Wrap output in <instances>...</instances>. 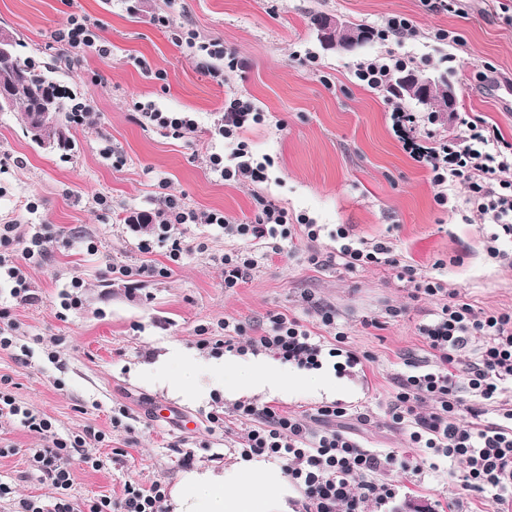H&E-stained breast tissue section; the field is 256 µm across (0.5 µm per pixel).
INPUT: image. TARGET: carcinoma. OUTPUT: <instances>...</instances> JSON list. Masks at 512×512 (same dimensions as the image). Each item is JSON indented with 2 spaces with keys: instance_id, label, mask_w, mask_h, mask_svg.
Returning a JSON list of instances; mask_svg holds the SVG:
<instances>
[{
  "instance_id": "carcinoma-1",
  "label": "carcinoma",
  "mask_w": 512,
  "mask_h": 512,
  "mask_svg": "<svg viewBox=\"0 0 512 512\" xmlns=\"http://www.w3.org/2000/svg\"><path fill=\"white\" fill-rule=\"evenodd\" d=\"M19 40L7 35L0 45V93L8 95L5 111H18V120L32 134L31 116L35 112H77L81 105L68 90L52 77V69L41 68L18 50ZM42 142H50V150L67 156L74 149L67 127L47 126L41 134Z\"/></svg>"
}]
</instances>
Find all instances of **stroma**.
Segmentation results:
<instances>
[{
	"mask_svg": "<svg viewBox=\"0 0 512 512\" xmlns=\"http://www.w3.org/2000/svg\"><path fill=\"white\" fill-rule=\"evenodd\" d=\"M72 11L100 21L109 55L90 51L81 65L63 63L52 34ZM318 13L368 27L391 15L410 19L418 35L404 50L426 58L427 72H447L456 93L454 120L430 124L431 136L455 134L470 118L512 141V107L502 106L492 91L498 79L512 80V0H454L448 12L429 10L424 0H75L71 7L64 0H0V30L53 67L58 81L92 110L89 123L70 125L74 149L65 159L25 137L15 113L0 112V225L44 224L69 240L42 265L28 268L34 302H17L8 284L0 285V304L10 307L33 351L24 362L0 350V388L50 419L60 435L104 434V441L86 447L103 468L71 463L70 493L77 499L120 498L129 481L147 487L162 480L171 487L188 466L230 463L240 453L242 425L234 401L209 371L213 354L201 348L197 330L233 319L258 331L269 312L279 311L328 336L306 313L312 299L334 305L349 349L370 357L340 377L343 392L336 401L352 414L337 428L373 449L406 446L405 432L388 427L383 415L404 360L428 359L417 325L437 298L411 300L405 284L384 266L349 273L310 265L300 233L286 254H266L262 243H254L263 256L259 267L247 283L225 290L221 259L241 242L218 227L175 225L174 233L191 246L175 263L164 248L139 251L148 229L126 219L152 216L159 189L197 213L220 211L235 222L252 217L256 196L266 197L328 232L343 224L364 240L391 241L404 263L476 307L512 310V267L487 257L478 213L439 206L429 171L408 156L392 129L394 108L416 112L419 104L367 89L353 76L356 63L386 53L389 43L376 40L354 54L324 49L310 22ZM162 16L222 41L246 62L245 71L228 73L217 84L203 72L200 57L169 41L158 22ZM440 29L450 32V42L435 40ZM309 52L313 63L302 65L300 55ZM233 92L267 114L265 123L242 132L255 158L272 161L268 182L257 186L222 181L206 165L216 144L213 119ZM135 101L194 113L198 130L173 140L142 128L131 119ZM108 147L124 155L121 169L103 157ZM99 194L108 197L110 209L95 203ZM30 199L38 201L37 213L27 212ZM200 242L206 251L197 250ZM112 264L167 265L172 272L158 280L116 281L106 272ZM75 276L83 282L81 304L62 321L56 312ZM392 306L407 307L406 316L389 317ZM171 343L182 358L168 372L194 366L193 394H177L158 379V362ZM51 349L58 350L60 364L48 362ZM119 407L129 416L117 422L113 411ZM215 410L226 411L225 426L209 422ZM42 445L39 436L0 419V482L12 487L15 498L55 496L30 472L28 451ZM187 452L192 460L186 465ZM398 481L403 491L391 512H437L438 503L463 495L474 512L491 508L490 493H464L446 469L419 482L404 475Z\"/></svg>",
	"mask_w": 512,
	"mask_h": 512,
	"instance_id": "obj_1",
	"label": "stroma"
}]
</instances>
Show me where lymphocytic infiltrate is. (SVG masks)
Here are the masks:
<instances>
[{
  "instance_id": "lymphocytic-infiltrate-1",
  "label": "lymphocytic infiltrate",
  "mask_w": 512,
  "mask_h": 512,
  "mask_svg": "<svg viewBox=\"0 0 512 512\" xmlns=\"http://www.w3.org/2000/svg\"><path fill=\"white\" fill-rule=\"evenodd\" d=\"M100 29L98 20L74 12L54 32L53 40L78 62L91 49L107 54ZM168 32L175 45L198 46L205 71L216 81L244 66L223 43L198 41L194 29L172 25ZM417 63L414 56L392 51L357 63L353 75L361 86L385 92L396 71ZM134 109L140 125L159 128L175 140L186 138L198 127L184 112H165L155 104L140 102ZM263 119L251 101L235 94L225 97L224 111L214 122V136L226 149L208 153L211 173L224 181H267L268 162L254 159L241 138L247 124ZM390 119L404 151L429 170L437 189L436 203L447 206L450 187L464 181L469 191L465 203L476 210L486 231L487 255L512 266V143L490 132L482 122L467 120L452 138L427 144L416 134L420 124L416 113L396 109ZM154 215L156 224L140 238L138 248L150 253L156 245L166 246L168 258L174 262L188 249L185 240L172 231L176 224L215 225L227 236L266 242L276 254L282 252L283 241L291 239L294 230H301L312 242L321 232L320 225L309 218L289 219L286 209L263 199L250 220L233 224L222 212L198 214L161 191L154 198ZM335 237L336 250H309L308 262L335 264L350 272L385 265L397 280L407 283L412 299L443 298L418 326L429 362L405 361L386 411L388 422L405 430L407 443L416 453L373 451L331 428V421L348 414L347 408L337 403L318 407L306 422L273 405L243 402L235 408L238 417L249 423L240 438L242 457L278 460L289 482L302 492L301 512L380 510L399 496L400 487L377 483V474L396 470L417 477L428 470L439 471L447 461L460 463L462 489L479 493L490 489L495 506L512 504V312L487 311L465 302L456 291L419 276L413 266L402 263L388 243L367 242L343 226L337 228ZM51 241V234L41 224L30 225L24 233L18 225H0V279L11 282L12 298L33 300L26 268L46 257ZM267 320L262 332L252 337L243 323L224 321L217 334L202 340L201 345L231 352L244 340L252 352L268 351L297 367L319 368L325 351L323 337L312 335L296 316L272 311ZM4 417L18 421L44 440V447L31 449L29 460L36 476L57 491L47 503L20 500V512H163L167 486L159 480L147 487L135 481L125 483L117 500L105 496L77 501L70 494L73 479L68 463L83 455L86 436H60L50 420L21 408L8 392L0 390V418Z\"/></svg>"
}]
</instances>
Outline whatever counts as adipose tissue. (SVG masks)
<instances>
[{"label": "adipose tissue", "mask_w": 512, "mask_h": 512, "mask_svg": "<svg viewBox=\"0 0 512 512\" xmlns=\"http://www.w3.org/2000/svg\"><path fill=\"white\" fill-rule=\"evenodd\" d=\"M210 371L223 377L224 389L231 395H279L291 388L289 381L278 377L275 363L262 356L251 358L243 367L234 358L217 360ZM288 497L283 471L251 460L223 470L183 473L168 505L171 512H293Z\"/></svg>", "instance_id": "adipose-tissue-1"}]
</instances>
